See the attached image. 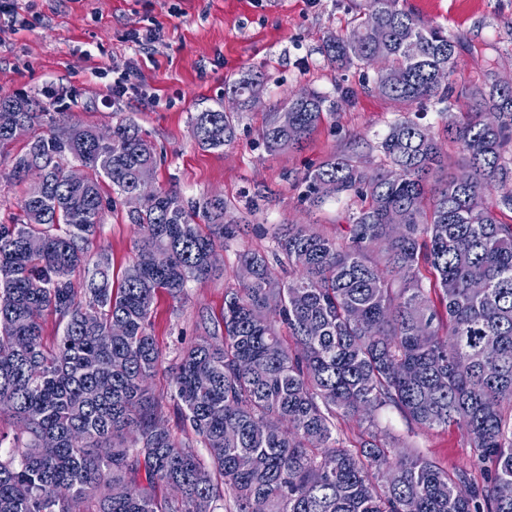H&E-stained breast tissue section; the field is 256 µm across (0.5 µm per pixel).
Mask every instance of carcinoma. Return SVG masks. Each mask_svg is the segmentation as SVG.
<instances>
[{"label": "carcinoma", "mask_w": 512, "mask_h": 512, "mask_svg": "<svg viewBox=\"0 0 512 512\" xmlns=\"http://www.w3.org/2000/svg\"><path fill=\"white\" fill-rule=\"evenodd\" d=\"M322 53L339 68L383 61L373 90L398 103L450 110L452 98L467 100L446 129L461 172L427 184L448 156L408 117L389 125L378 167L350 148L307 170L310 207L343 195L361 205L344 236L281 224L271 251L239 253L251 278L224 294L220 319L182 348L171 378L174 411L206 458L172 435L146 384L161 358L150 318L158 291L184 296L212 274L217 243L236 237L224 198L152 193L128 213L140 241L117 283L108 254L86 262L106 207L101 183L124 197L139 188L156 167L152 144L131 124L106 141L70 125L34 129L12 158L18 180L36 163L43 173L24 220L0 224V410L21 427L0 459V512H86L93 502L96 512H512V223L498 218L512 213V78L490 71L454 91V41L398 0H367ZM261 93L258 72L242 71L225 87L233 110L191 117L197 144L234 141ZM0 108V151L14 122L34 127L47 111L17 94L0 95ZM334 110L315 91L293 92L268 115L263 145L299 149ZM71 164L90 170L83 182L68 181ZM47 312L64 322L52 346ZM383 411L410 434L461 430L471 467L382 442ZM354 418L365 427L347 444L337 423ZM487 460L494 469L479 482L472 468ZM160 484L178 495L158 496Z\"/></svg>", "instance_id": "cac0c4a2"}]
</instances>
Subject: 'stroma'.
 <instances>
[{"instance_id":"35a3bbf8","label":"stroma","mask_w":512,"mask_h":512,"mask_svg":"<svg viewBox=\"0 0 512 512\" xmlns=\"http://www.w3.org/2000/svg\"><path fill=\"white\" fill-rule=\"evenodd\" d=\"M366 0H8L0 13V93L39 95L53 123L111 129L139 127L155 147L158 164L150 179L156 190L176 188L189 199L223 197L239 218V233L218 253L219 274L190 281L176 300L159 293L151 332L162 351L150 387L167 393L178 350L199 333V317L219 319L224 294L237 287V254L269 251L281 224H316L331 236L345 232L359 201L344 198L308 213L302 175L351 143L371 152L396 119L413 116L444 136V104L415 108L378 95L370 69H338L321 53L324 40L347 32ZM400 8L446 30L456 42V87L482 78L490 67L512 72V0H399ZM151 31L154 41L128 42L131 30ZM247 68L261 72L259 106L241 113L236 139L220 150L201 149L192 139L190 118L208 109H227L225 83ZM130 74L134 90L112 94V82ZM335 99L339 108L325 119L301 150L269 154L259 131L273 111L297 89ZM26 139L0 154V224L22 217L20 204L33 186L17 181L11 156ZM110 202L91 252L112 255L115 278L136 257L138 234L128 221L123 196L103 184ZM410 447L448 468L469 465L471 450L460 430L434 429L412 436Z\"/></svg>"}]
</instances>
